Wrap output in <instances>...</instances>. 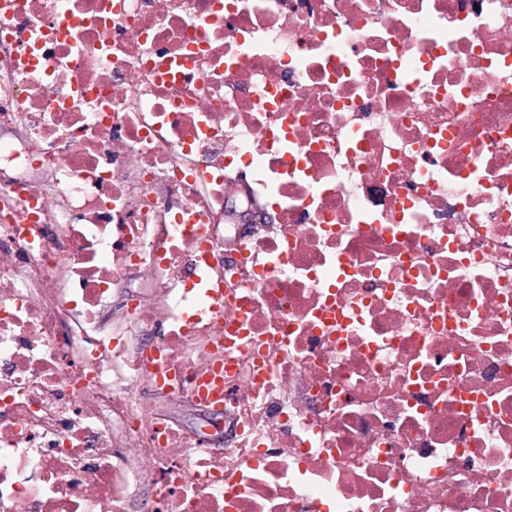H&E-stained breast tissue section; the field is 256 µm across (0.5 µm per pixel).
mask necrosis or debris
I'll return each instance as SVG.
<instances>
[{
  "mask_svg": "<svg viewBox=\"0 0 512 512\" xmlns=\"http://www.w3.org/2000/svg\"><path fill=\"white\" fill-rule=\"evenodd\" d=\"M145 484L512 512V0H0V512ZM159 406L171 413L179 423L206 435L213 443H222L224 437V418L217 415L203 414L183 401L161 402Z\"/></svg>",
  "mask_w": 512,
  "mask_h": 512,
  "instance_id": "obj_1",
  "label": "necrosis or debris"
}]
</instances>
